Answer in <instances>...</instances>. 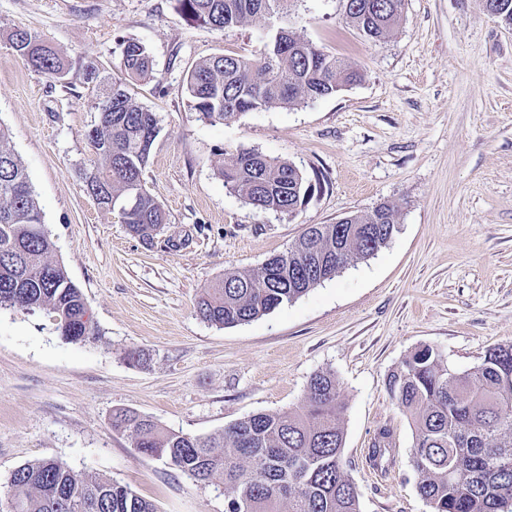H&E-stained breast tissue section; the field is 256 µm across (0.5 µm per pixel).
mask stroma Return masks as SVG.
<instances>
[{
    "instance_id": "35a3bbf8",
    "label": "stroma",
    "mask_w": 512,
    "mask_h": 512,
    "mask_svg": "<svg viewBox=\"0 0 512 512\" xmlns=\"http://www.w3.org/2000/svg\"><path fill=\"white\" fill-rule=\"evenodd\" d=\"M293 22L360 81L210 125L189 107V68L259 50L263 20L215 30L187 21L178 0H0V123L35 189L51 257L99 333L70 342L44 312L0 311V492L16 468L54 458L128 486L158 512H224L221 479L201 483L138 453L113 430V412L214 435L303 407L311 376L328 370L360 512H430L410 462L412 426L386 379L424 346L464 371L512 344V26L484 0H405L377 43L346 21L341 0H298ZM17 29L70 61L65 83L16 55ZM127 38L154 58L150 82L132 87L160 126L143 182L168 222L148 242L84 183L100 91L82 64L121 78ZM239 149L289 161L318 187L294 214L253 210L218 174ZM383 204L396 207L397 229L375 255L249 323L197 315L198 296L225 272L261 267L307 225ZM384 426L391 448L377 470L368 454Z\"/></svg>"
}]
</instances>
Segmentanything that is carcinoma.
Instances as JSON below:
<instances>
[{
  "label": "carcinoma",
  "mask_w": 512,
  "mask_h": 512,
  "mask_svg": "<svg viewBox=\"0 0 512 512\" xmlns=\"http://www.w3.org/2000/svg\"><path fill=\"white\" fill-rule=\"evenodd\" d=\"M192 22L225 30L263 17L274 25L253 56L212 55L186 76L190 108L198 120L222 124L241 114L288 108L335 94L361 79L350 63L326 53L290 26L294 0H178ZM346 19L373 41L385 38L401 18L404 0H350ZM486 9L512 24V0H485ZM14 51L32 69L63 82V57L37 34L15 30ZM125 80L106 82L97 103L98 125L88 139L95 154L86 191L112 210L139 192L136 208L122 216L129 230L151 238L167 223L162 205L143 189V171L160 128L156 113L128 90L153 78V60L136 39L121 43ZM224 186L252 208L292 214L307 197L308 181L288 161L255 149L231 154L219 170ZM352 214L350 224H310L291 248L254 270L224 273L204 290L196 313L231 327L293 302L386 245L397 209ZM52 245L41 208L22 162L0 124V310L44 311L71 342L95 339L82 292L65 268L50 259ZM387 391L414 429L411 465L417 490L431 512H507L512 507V344L489 351L482 363L458 372L425 346L387 377ZM344 404L336 377L315 373L300 410L257 413L197 437L166 430L131 412L112 427L129 433L134 448L165 459L200 482L224 478L225 512H360L359 495L343 460ZM19 512H157L130 488L96 474L79 476L65 463L41 459L15 469L4 499Z\"/></svg>",
  "instance_id": "obj_1"
}]
</instances>
